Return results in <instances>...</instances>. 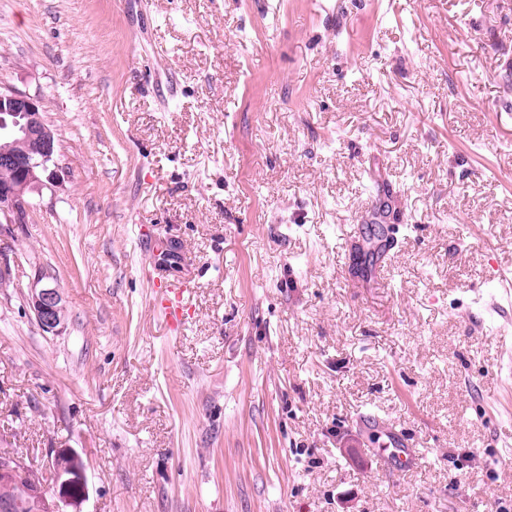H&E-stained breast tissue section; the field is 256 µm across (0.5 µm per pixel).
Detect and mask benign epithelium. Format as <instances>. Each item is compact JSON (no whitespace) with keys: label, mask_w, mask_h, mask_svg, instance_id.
Returning a JSON list of instances; mask_svg holds the SVG:
<instances>
[{"label":"benign epithelium","mask_w":512,"mask_h":512,"mask_svg":"<svg viewBox=\"0 0 512 512\" xmlns=\"http://www.w3.org/2000/svg\"><path fill=\"white\" fill-rule=\"evenodd\" d=\"M39 99L0 85V168L13 171V179L0 184V218L12 224L30 207L29 195L55 181L54 131L42 116ZM27 302L35 320L54 335L65 325V299L62 289L37 278L29 288ZM52 486L33 483L27 487L29 512H81L86 497V463L73 448H54ZM29 466L23 457L0 451V485H14L28 477Z\"/></svg>","instance_id":"1"}]
</instances>
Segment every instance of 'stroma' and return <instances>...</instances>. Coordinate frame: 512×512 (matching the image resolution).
Masks as SVG:
<instances>
[{
    "mask_svg": "<svg viewBox=\"0 0 512 512\" xmlns=\"http://www.w3.org/2000/svg\"><path fill=\"white\" fill-rule=\"evenodd\" d=\"M0 84L59 163L0 223V449L83 453L82 512H512V0H0ZM42 280L43 277L35 278L29 288L27 302L43 331L56 335L62 331L66 321L64 294L55 285H40ZM151 291L153 305L169 329L173 332L182 330L185 327L192 288L177 286L161 277H154Z\"/></svg>",
    "mask_w": 512,
    "mask_h": 512,
    "instance_id": "obj_1",
    "label": "stroma"
}]
</instances>
